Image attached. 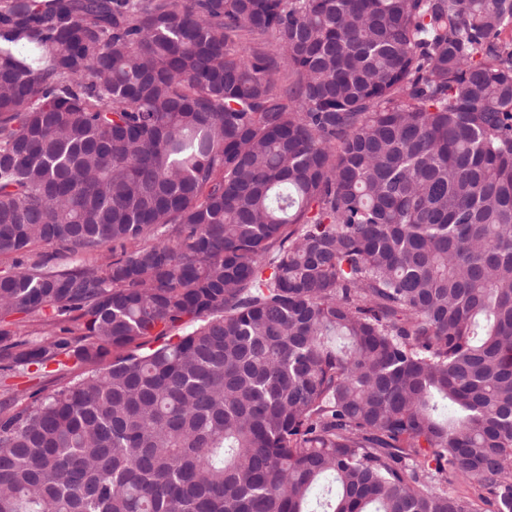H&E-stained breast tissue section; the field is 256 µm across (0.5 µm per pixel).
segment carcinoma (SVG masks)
<instances>
[{
    "mask_svg": "<svg viewBox=\"0 0 512 512\" xmlns=\"http://www.w3.org/2000/svg\"><path fill=\"white\" fill-rule=\"evenodd\" d=\"M508 32L0 0V368L89 366L0 416V512H512ZM46 253H54V249L46 247L44 245L36 244L32 246L25 257V262H33L38 261L42 255ZM107 253L106 249L102 251H97L91 254L72 256L67 252L60 251L58 253H54L55 257L52 261V265H54L58 269H63L67 267H72L73 265L83 261L86 263H95L100 262L102 256Z\"/></svg>",
    "mask_w": 512,
    "mask_h": 512,
    "instance_id": "1",
    "label": "carcinoma"
}]
</instances>
